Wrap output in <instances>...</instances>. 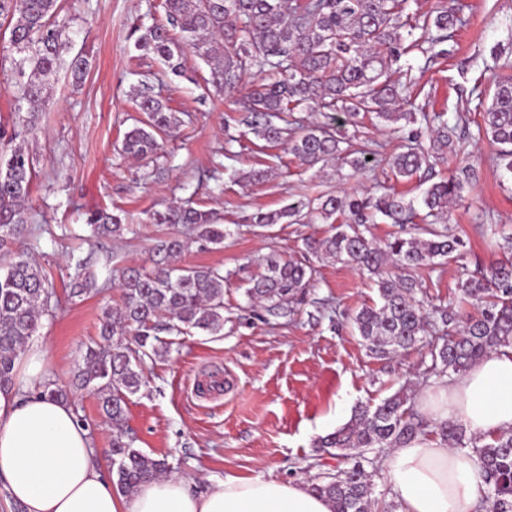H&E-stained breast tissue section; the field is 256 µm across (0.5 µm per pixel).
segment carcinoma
<instances>
[{"mask_svg":"<svg viewBox=\"0 0 512 512\" xmlns=\"http://www.w3.org/2000/svg\"><path fill=\"white\" fill-rule=\"evenodd\" d=\"M408 7V0H164L166 22L143 26L135 47L155 55L177 77L185 75L187 54L197 56L209 67L208 83L219 93L239 89L249 72L259 71L264 78L245 94V124L268 143L288 137L290 153L308 168L322 171L332 162L338 173L346 167L352 176L361 173L370 143L351 139L346 126L358 125L365 113L386 127L405 122L409 132L386 165L397 178L430 183L420 202L394 190L377 194L342 189L315 203L299 199L276 211H258L252 223L266 227L285 219L289 224H337L335 233L309 238L306 246L320 258L376 276L380 303L353 316L368 351L382 358L428 344L430 364L424 378L451 381L512 344V260L478 263L465 271L459 295L446 306L427 299L414 273L440 259L463 260L466 243L448 227L449 203L462 198L476 180L475 169L464 166L435 182L433 169L444 160V152L464 155L470 141L486 137L498 146L497 166L512 174V80L495 84L487 106L478 93L475 110L482 122L474 133L464 127L461 113L451 121L445 112L398 111L416 86L399 67L402 57L416 50L429 63L449 54L443 44L463 24L455 0H435L418 17L406 13ZM61 10V0H0L9 47L20 55L15 61L21 77L17 99L28 104V115L18 118L8 138L10 148L0 150V251L8 255L29 222L36 161L23 142L49 99L50 77L65 67L77 83L88 66L83 55L68 62L63 58ZM133 97L144 118L124 134L122 150L152 159L161 153L162 140L178 132L181 118L147 84L133 90ZM296 112L334 116L328 123L305 126L293 117ZM379 217L403 229L410 224L413 232L377 242L370 225ZM143 222L165 224L171 232L155 246L150 267L119 270L122 304L103 311L99 341L87 347L77 374L78 386L97 396L112 425V475L123 493L135 492L167 468L165 460L134 447L125 428L129 397L144 385L145 358L167 352L168 343L158 333L196 330L216 335L224 330V272L176 264L193 243L224 244L229 230L217 212L188 201L170 203L145 212ZM86 223L97 238H117L127 229L106 209L91 212ZM76 269L73 298L95 291L89 261L78 260ZM312 274L310 267L271 254L245 293L253 303L286 310L305 293ZM51 296L46 271L23 253L0 272V388L14 384L17 360L37 335ZM428 427L405 385L377 405L358 406L346 424L316 442L351 466L311 482V490L329 500L333 512H377L365 454L400 448ZM433 433L477 456L486 485L481 502L485 512H512V430L490 443L467 435L453 421L434 423Z\"/></svg>","mask_w":512,"mask_h":512,"instance_id":"cac0c4a2","label":"carcinoma"}]
</instances>
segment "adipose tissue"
I'll use <instances>...</instances> for the list:
<instances>
[{"label": "adipose tissue", "mask_w": 512, "mask_h": 512, "mask_svg": "<svg viewBox=\"0 0 512 512\" xmlns=\"http://www.w3.org/2000/svg\"><path fill=\"white\" fill-rule=\"evenodd\" d=\"M44 363V352H34L24 378L0 390V484L26 512H332L305 482L234 476L205 491L159 478L125 498L70 405L39 393ZM415 402L434 420L461 423L486 442L511 430L512 346L452 383L423 388ZM382 467L397 512H475L484 496L477 457L437 436L391 449Z\"/></svg>", "instance_id": "ef3b65f1"}]
</instances>
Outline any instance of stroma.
<instances>
[{"label":"stroma","mask_w":512,"mask_h":512,"mask_svg":"<svg viewBox=\"0 0 512 512\" xmlns=\"http://www.w3.org/2000/svg\"><path fill=\"white\" fill-rule=\"evenodd\" d=\"M458 3L465 23L448 44L449 56L428 64L414 51L401 64L423 68L414 94L427 111L457 110L475 121L479 115L468 104L472 89L492 93L493 77L512 75V0ZM63 6L61 17L70 23L65 55L87 56L89 68L77 87L66 72L57 74L40 130L26 141L39 177L31 194L32 222L13 246L49 272L56 292L29 344L45 354L43 382L69 388V403L94 446L109 450L112 431L98 400L73 388L74 376L97 339L103 308L121 303L118 269L145 263L169 233L167 226L144 223L145 211L189 200L214 209L231 231L223 247L195 243L179 259L223 270L224 332L171 335L168 353L146 359V384L127 404L136 448L166 459L170 476L193 481L202 491L229 475L306 481L345 469L343 458L318 451L315 441L347 423L358 403H380L415 379L427 352L376 359L364 348L350 318L377 301L373 276L315 257L305 247L306 238L328 236L333 225L257 227L248 221L289 198L335 191L336 176L300 166L286 145L245 133L238 93H216L198 57H189L180 78L164 74L153 55L135 50L133 27L163 17L161 0H63ZM144 82L183 121L164 157L154 162L120 152L124 133L141 117L131 91ZM356 134L372 140L374 151L357 186L419 195L416 181L395 179L384 163L399 144L391 128L367 117ZM496 150L483 138L467 154L448 155L436 167L443 178L462 165L478 173L451 210L469 265L501 259L490 224L512 229V175L496 166ZM253 167L270 170L269 179L260 185L237 179L238 171ZM98 208L124 211L130 231L118 240L91 238L85 217ZM272 253L313 268L293 311L258 307L245 295L247 280ZM86 256L94 264L97 290L68 299L75 263ZM323 299L333 300L334 315L320 312Z\"/></svg>","instance_id":"35a3bbf8"}]
</instances>
